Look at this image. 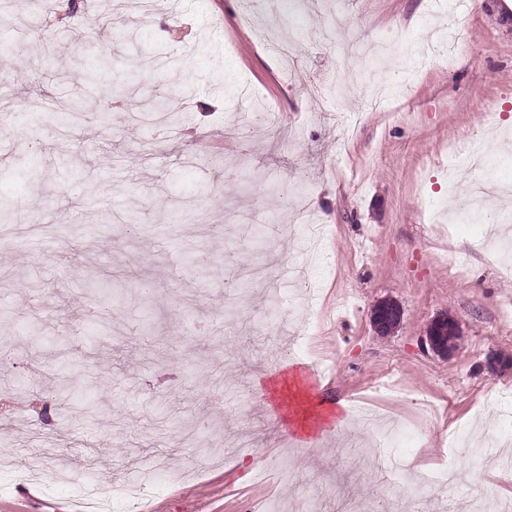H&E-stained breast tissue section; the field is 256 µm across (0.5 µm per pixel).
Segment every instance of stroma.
Returning a JSON list of instances; mask_svg holds the SVG:
<instances>
[{
  "label": "stroma",
  "mask_w": 512,
  "mask_h": 512,
  "mask_svg": "<svg viewBox=\"0 0 512 512\" xmlns=\"http://www.w3.org/2000/svg\"><path fill=\"white\" fill-rule=\"evenodd\" d=\"M314 3L245 25V0H86L105 19L86 55L83 25L0 0V200L31 217L0 224V458L17 462L0 512H81L83 486L118 512H368L380 472L347 444L376 434L355 398L393 460L467 471L455 507L491 483L512 497V450L488 467L448 445L512 433V367L487 364L512 360V248L489 230L512 196L464 220L476 175L448 163L480 143L485 178L512 185V19L499 0ZM272 28L322 96L285 84ZM52 38L66 61L43 58ZM340 46L367 61L341 95ZM102 60L121 106L84 76ZM169 94L175 126L147 109ZM384 299L402 320L379 336ZM442 314L447 357L422 346ZM61 459L69 481L29 492L26 462Z\"/></svg>",
  "instance_id": "stroma-1"
}]
</instances>
